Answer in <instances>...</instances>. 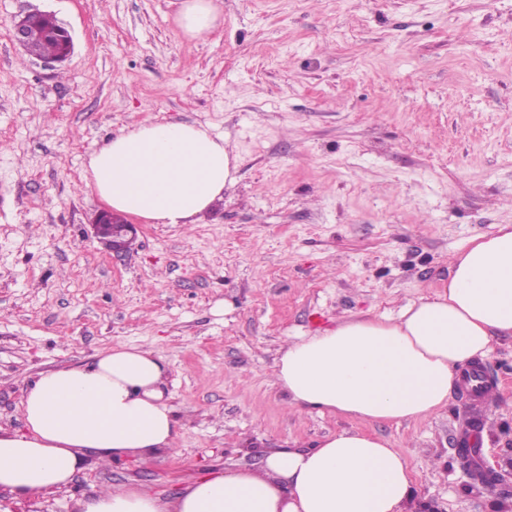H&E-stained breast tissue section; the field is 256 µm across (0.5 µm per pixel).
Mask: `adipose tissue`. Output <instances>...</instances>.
Returning a JSON list of instances; mask_svg holds the SVG:
<instances>
[{
	"label": "adipose tissue",
	"mask_w": 512,
	"mask_h": 512,
	"mask_svg": "<svg viewBox=\"0 0 512 512\" xmlns=\"http://www.w3.org/2000/svg\"><path fill=\"white\" fill-rule=\"evenodd\" d=\"M217 0H183L175 22L200 39L220 22ZM223 137L181 121L144 122L91 154L85 186L112 210L157 224H194L235 182ZM441 288L396 316H350L281 347L273 384L296 411L401 423L446 408L461 374L512 336V224L477 236L449 261ZM154 351L122 343L86 364L40 372L23 429L0 426V493L38 498L69 489L88 459L145 461L172 450L179 424ZM406 458L386 439L343 431L315 447L274 448L258 468H225L175 496L101 488L77 512H403Z\"/></svg>",
	"instance_id": "adipose-tissue-1"
}]
</instances>
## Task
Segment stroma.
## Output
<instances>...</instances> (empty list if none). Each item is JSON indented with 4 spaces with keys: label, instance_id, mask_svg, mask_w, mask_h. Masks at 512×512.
I'll return each mask as SVG.
<instances>
[{
    "label": "stroma",
    "instance_id": "1",
    "mask_svg": "<svg viewBox=\"0 0 512 512\" xmlns=\"http://www.w3.org/2000/svg\"><path fill=\"white\" fill-rule=\"evenodd\" d=\"M189 40L181 0H0V425H24L38 373L121 342L152 348L179 424L152 465L78 472L65 494L0 495V512H75L98 487L177 495L216 467H256L361 428L406 456L404 512L511 505L512 337L482 362L479 468L457 444L471 405L368 426L296 412L272 385L278 349L341 316L394 315L441 287L449 258L512 224V0H223ZM54 15L74 53L13 42ZM186 121L224 136L234 185L195 224L140 222L129 255L92 235L104 202L85 164L112 135ZM477 467V468H478ZM49 15L45 13H30L13 24L12 38L20 47L29 41V39L37 34L35 29V20L38 18Z\"/></svg>",
    "mask_w": 512,
    "mask_h": 512
}]
</instances>
